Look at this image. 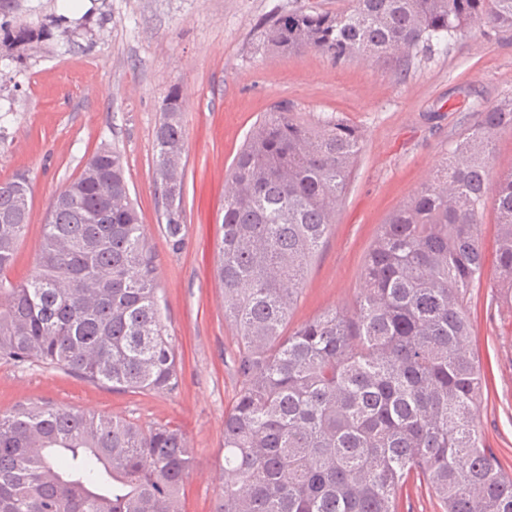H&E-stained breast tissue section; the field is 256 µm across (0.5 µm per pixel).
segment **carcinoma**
Segmentation results:
<instances>
[{"label":"carcinoma","mask_w":512,"mask_h":512,"mask_svg":"<svg viewBox=\"0 0 512 512\" xmlns=\"http://www.w3.org/2000/svg\"><path fill=\"white\" fill-rule=\"evenodd\" d=\"M10 46L34 43L9 19ZM275 53L312 49L333 64L404 69L472 30L512 29V0H351L257 24ZM512 132V96L485 106L430 180L380 225L350 310L287 333L308 268L330 233L362 136L339 116L277 102L224 181L216 277L241 336L240 390L224 414V492L215 512H398L407 485L441 512H512V476L483 445L482 364L466 307L485 276L480 224L494 199V287L512 308V172H493ZM182 96L155 131L160 220L185 237ZM29 187L0 181V359L45 364L118 391L179 383L162 323L155 254L123 157L103 146L55 195L37 272L5 276L29 224ZM195 466L183 431L42 404L0 413V512H180ZM494 167L501 174L512 170V133L500 134L494 143Z\"/></svg>","instance_id":"cac0c4a2"}]
</instances>
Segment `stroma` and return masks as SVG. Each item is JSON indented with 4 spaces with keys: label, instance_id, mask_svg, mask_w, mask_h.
Listing matches in <instances>:
<instances>
[{
    "label": "stroma",
    "instance_id": "obj_1",
    "mask_svg": "<svg viewBox=\"0 0 512 512\" xmlns=\"http://www.w3.org/2000/svg\"><path fill=\"white\" fill-rule=\"evenodd\" d=\"M301 5L336 13L349 0H83L70 42L11 59L0 32V180L24 176L30 223L8 278L36 272L52 196L104 145L124 156L130 194L153 248L163 324L179 384L168 393L116 392L41 365L0 361V413L48 403L142 426H179L196 457L182 512H214L224 489V413L240 388V338L224 319L215 276L224 177L246 135L279 100L300 116L336 113L363 147L334 224L314 258L289 328L352 307L381 224L430 177L472 126L480 107L512 94V31L466 33L418 54L407 72L313 50L261 49L257 22ZM183 95L186 242L171 251L159 224L154 135L171 88ZM489 284L467 297L473 346L484 372V444L512 474V310Z\"/></svg>",
    "mask_w": 512,
    "mask_h": 512
}]
</instances>
